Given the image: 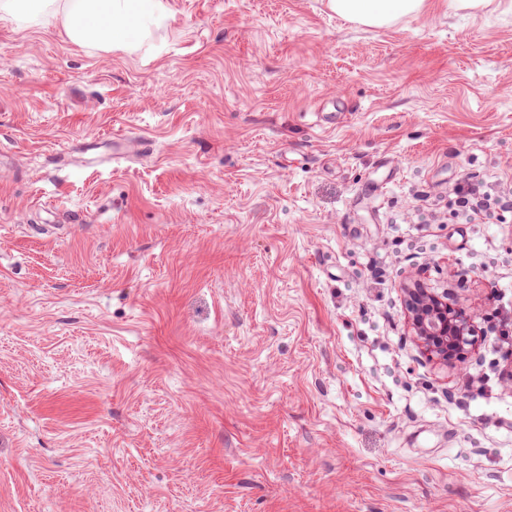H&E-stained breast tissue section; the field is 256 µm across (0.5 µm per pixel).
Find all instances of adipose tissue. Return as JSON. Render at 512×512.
<instances>
[{"mask_svg": "<svg viewBox=\"0 0 512 512\" xmlns=\"http://www.w3.org/2000/svg\"><path fill=\"white\" fill-rule=\"evenodd\" d=\"M329 8L355 24L384 28L419 15L424 0H328ZM163 0H0V20L19 26H61L71 42L102 51L138 50L166 26Z\"/></svg>", "mask_w": 512, "mask_h": 512, "instance_id": "1", "label": "adipose tissue"}]
</instances>
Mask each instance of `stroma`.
<instances>
[{"instance_id": "obj_1", "label": "stroma", "mask_w": 512, "mask_h": 512, "mask_svg": "<svg viewBox=\"0 0 512 512\" xmlns=\"http://www.w3.org/2000/svg\"><path fill=\"white\" fill-rule=\"evenodd\" d=\"M166 4L149 51L0 21V512H512V209L452 203L512 188V0ZM425 0H328L329 8L355 24L384 28L404 17L418 16ZM408 323L429 359L466 371L478 360L479 330L463 308L427 288H404Z\"/></svg>"}]
</instances>
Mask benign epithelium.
Here are the masks:
<instances>
[{
  "label": "benign epithelium",
  "instance_id": "obj_1",
  "mask_svg": "<svg viewBox=\"0 0 512 512\" xmlns=\"http://www.w3.org/2000/svg\"><path fill=\"white\" fill-rule=\"evenodd\" d=\"M408 323L421 352L461 372L478 360L479 330L462 307L427 288H406Z\"/></svg>",
  "mask_w": 512,
  "mask_h": 512
}]
</instances>
